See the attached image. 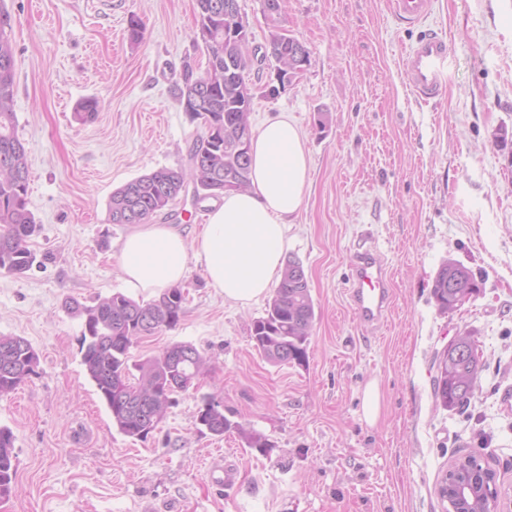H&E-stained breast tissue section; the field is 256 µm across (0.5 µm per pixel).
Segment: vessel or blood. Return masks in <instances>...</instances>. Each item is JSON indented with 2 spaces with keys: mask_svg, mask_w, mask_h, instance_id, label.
Masks as SVG:
<instances>
[{
  "mask_svg": "<svg viewBox=\"0 0 512 512\" xmlns=\"http://www.w3.org/2000/svg\"><path fill=\"white\" fill-rule=\"evenodd\" d=\"M392 13L402 22H421L431 10V0H388ZM451 48L439 33L423 36L406 54L403 69L411 92L422 100L440 97L446 87ZM391 282L370 250L357 251L349 289L359 320L375 326L383 322L390 304Z\"/></svg>",
  "mask_w": 512,
  "mask_h": 512,
  "instance_id": "obj_1",
  "label": "vessel or blood"
}]
</instances>
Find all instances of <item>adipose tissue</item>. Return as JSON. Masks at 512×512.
Listing matches in <instances>:
<instances>
[{
	"label": "adipose tissue",
	"instance_id": "obj_1",
	"mask_svg": "<svg viewBox=\"0 0 512 512\" xmlns=\"http://www.w3.org/2000/svg\"><path fill=\"white\" fill-rule=\"evenodd\" d=\"M250 156L251 190L224 193L194 242L170 224L134 225L119 255L128 288L148 294L172 288L195 256L226 301L247 305L268 295L284 268L286 228L302 207L310 156L301 128L285 114L253 132Z\"/></svg>",
	"mask_w": 512,
	"mask_h": 512
}]
</instances>
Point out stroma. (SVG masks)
I'll list each match as a JSON object with an SVG mask.
<instances>
[{
    "label": "stroma",
    "instance_id": "stroma-1",
    "mask_svg": "<svg viewBox=\"0 0 512 512\" xmlns=\"http://www.w3.org/2000/svg\"><path fill=\"white\" fill-rule=\"evenodd\" d=\"M0 10L12 19L13 110L38 222L29 245L41 257L23 275L0 272V336L26 338L39 357L0 397L17 469L0 512H443L438 482L473 448L512 498V0H432L414 26L387 0H284L309 63L277 97L255 98L251 125L285 112L307 138L310 185L288 227L315 305L306 358L267 361L250 337L266 301H224L191 259L179 324L134 343L129 363L185 343L207 371L144 441L113 426L64 301L126 293L117 255L129 227L109 222L112 193L188 168L205 132L175 92L185 69L207 62L196 0H0ZM133 15L144 23L135 43ZM431 31L447 35L452 57L445 94L427 103L401 60ZM89 98L99 110L84 123L76 110ZM194 191L157 223L195 238L215 201ZM362 244L392 285L378 326L359 321L348 293ZM450 260L480 292L444 313L431 291ZM465 329L487 368L459 414L435 400L434 361ZM371 382L382 394L372 425ZM210 398L234 425L224 435L198 422ZM224 465L238 471L233 487L216 479Z\"/></svg>",
    "mask_w": 512,
    "mask_h": 512
}]
</instances>
